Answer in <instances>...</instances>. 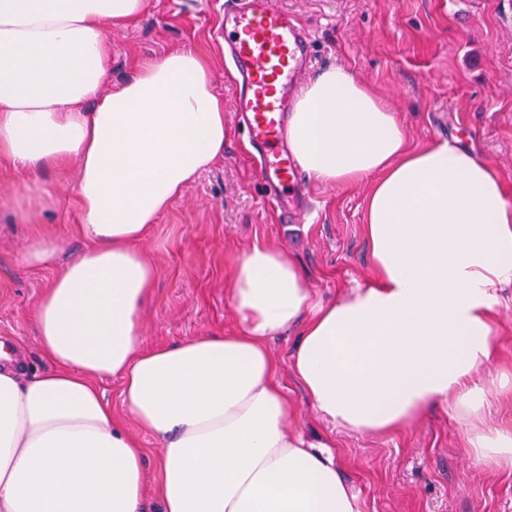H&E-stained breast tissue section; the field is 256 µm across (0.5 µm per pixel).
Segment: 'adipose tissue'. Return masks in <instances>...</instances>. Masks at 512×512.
I'll return each instance as SVG.
<instances>
[{"mask_svg": "<svg viewBox=\"0 0 512 512\" xmlns=\"http://www.w3.org/2000/svg\"><path fill=\"white\" fill-rule=\"evenodd\" d=\"M146 7L0 0V158L33 188L76 165L85 244L36 308L49 370L0 360V512H143L141 431L161 448L160 512H358L327 447L288 433L293 410L267 342L293 326V376L336 425L385 435L450 406L475 456L512 464V430L483 423L489 387L512 390V374L476 376L497 355L512 199L454 143L410 148L396 112L342 66L296 97L288 148L318 184L370 180L371 283L314 303L294 258L255 242L229 265L237 331L143 347L156 275L143 242L224 155V100L204 56L143 60L112 87L106 30Z\"/></svg>", "mask_w": 512, "mask_h": 512, "instance_id": "ef3b65f1", "label": "adipose tissue"}]
</instances>
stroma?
Returning <instances> with one entry per match:
<instances>
[{
	"mask_svg": "<svg viewBox=\"0 0 512 512\" xmlns=\"http://www.w3.org/2000/svg\"><path fill=\"white\" fill-rule=\"evenodd\" d=\"M275 2L314 35V73L332 66L352 70L397 113L411 147L439 144L469 129L467 150L496 169L512 198V0H471L465 20L456 0ZM223 14L224 0H148L137 21L108 32L112 84L127 81L142 59L198 50L209 58L214 88L224 100L223 158L172 202L146 241L156 264L142 313L149 346L236 331L228 264L257 241L292 254L319 303L365 285L371 274L363 234L369 181L346 188L308 182L313 213L303 223L286 222L269 201L248 132L237 122L239 89L219 38ZM75 180L72 171L44 175L56 191L55 205L44 207L20 171L0 165V336L10 337L28 366L38 369L47 362L34 313L54 272L29 268L21 257L42 229L67 240L70 251L81 248L71 232ZM23 205L34 210L35 223L19 219ZM499 297L500 354L480 370L485 379L512 368V283ZM297 341L291 329L270 344L298 412L296 430L333 452L360 512H512V467L475 458L453 411L434 412L389 436L327 422L293 377Z\"/></svg>",
	"mask_w": 512,
	"mask_h": 512,
	"instance_id": "35a3bbf8",
	"label": "stroma"
}]
</instances>
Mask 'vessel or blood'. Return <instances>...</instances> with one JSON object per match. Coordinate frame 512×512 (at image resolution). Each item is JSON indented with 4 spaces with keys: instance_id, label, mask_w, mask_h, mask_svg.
Returning a JSON list of instances; mask_svg holds the SVG:
<instances>
[{
    "instance_id": "obj_1",
    "label": "vessel or blood",
    "mask_w": 512,
    "mask_h": 512,
    "mask_svg": "<svg viewBox=\"0 0 512 512\" xmlns=\"http://www.w3.org/2000/svg\"><path fill=\"white\" fill-rule=\"evenodd\" d=\"M223 37L244 86L237 110L267 158L263 178L277 203L296 199L303 176L288 150L287 119L291 96L311 68L315 41L274 0H226Z\"/></svg>"
}]
</instances>
